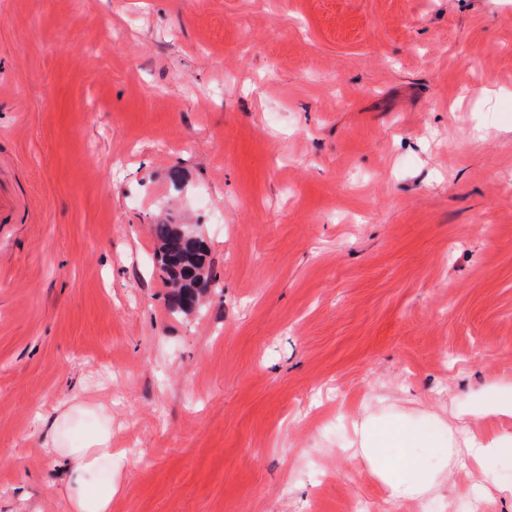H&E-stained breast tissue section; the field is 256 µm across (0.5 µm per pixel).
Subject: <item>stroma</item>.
<instances>
[{
  "mask_svg": "<svg viewBox=\"0 0 512 512\" xmlns=\"http://www.w3.org/2000/svg\"><path fill=\"white\" fill-rule=\"evenodd\" d=\"M0 194V512H67L43 442L97 428L112 512H444L345 448L512 380V0H0ZM186 227L168 220L151 225L158 245L157 256L172 288L167 294L166 306L173 314L189 312L196 306L200 297L196 285L211 284L215 288L208 247L202 239L182 234L180 229Z\"/></svg>",
  "mask_w": 512,
  "mask_h": 512,
  "instance_id": "35a3bbf8",
  "label": "stroma"
}]
</instances>
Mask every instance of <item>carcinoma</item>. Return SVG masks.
<instances>
[{
  "label": "carcinoma",
  "instance_id": "obj_1",
  "mask_svg": "<svg viewBox=\"0 0 512 512\" xmlns=\"http://www.w3.org/2000/svg\"><path fill=\"white\" fill-rule=\"evenodd\" d=\"M184 228V224L167 220L151 225L157 256L171 288L166 306L173 314L189 312L196 306L200 297L196 285L215 284L208 247L204 241L182 234Z\"/></svg>",
  "mask_w": 512,
  "mask_h": 512
}]
</instances>
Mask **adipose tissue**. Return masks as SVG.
<instances>
[{"mask_svg":"<svg viewBox=\"0 0 512 512\" xmlns=\"http://www.w3.org/2000/svg\"><path fill=\"white\" fill-rule=\"evenodd\" d=\"M351 448L389 500L426 502L447 488L459 466L486 476L496 462L512 458V382L483 383L448 416L417 415L390 403L365 409L353 423ZM57 454L65 463L69 512H112L115 489L102 482L114 458L110 432Z\"/></svg>","mask_w":512,"mask_h":512,"instance_id":"ef3b65f1","label":"adipose tissue"}]
</instances>
